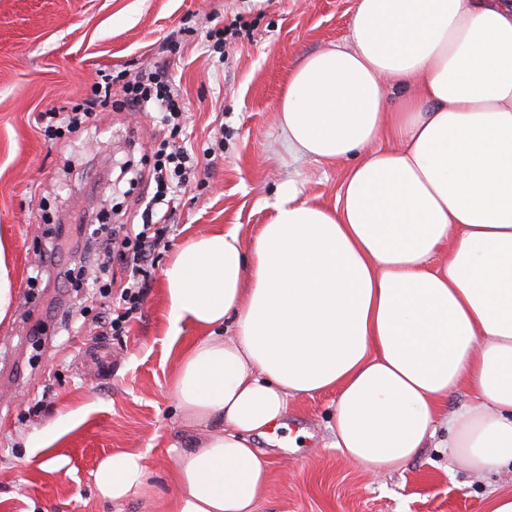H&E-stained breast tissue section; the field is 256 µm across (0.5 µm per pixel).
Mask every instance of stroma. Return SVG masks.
Here are the masks:
<instances>
[{"instance_id": "1", "label": "stroma", "mask_w": 512, "mask_h": 512, "mask_svg": "<svg viewBox=\"0 0 512 512\" xmlns=\"http://www.w3.org/2000/svg\"><path fill=\"white\" fill-rule=\"evenodd\" d=\"M355 0H0V237L12 245L18 298L0 323V512H113L93 473L105 455L148 453L158 498L181 445L172 396L175 356L166 335L163 271L191 238L237 225L252 246L281 194L333 204L345 165L289 154L279 103L308 55L345 43ZM241 16L225 44L214 32ZM164 66L182 106L179 123L121 103L124 82ZM112 97L79 132L60 134L41 113L70 110L102 75ZM181 146L203 167L167 204H152L147 173L158 149ZM173 210L168 248L146 276L143 305L125 335L108 340L111 373L88 374L94 317L111 297L69 287L56 269L29 284L58 225L138 224ZM335 392L299 398L291 430L301 448L266 444L269 488L257 512H486L512 474H472L447 450L426 446L403 470L373 477L331 446ZM53 444L60 465L43 470Z\"/></svg>"}]
</instances>
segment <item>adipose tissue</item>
Listing matches in <instances>:
<instances>
[{
    "label": "adipose tissue",
    "mask_w": 512,
    "mask_h": 512,
    "mask_svg": "<svg viewBox=\"0 0 512 512\" xmlns=\"http://www.w3.org/2000/svg\"><path fill=\"white\" fill-rule=\"evenodd\" d=\"M279 112L290 151L347 162L336 203L289 187L252 247L218 228L165 268L190 446L166 499L147 454L104 457L94 486L116 512H256L258 439L329 391L332 446L371 475L442 418L468 471L512 466V0H356L348 44L307 56Z\"/></svg>",
    "instance_id": "adipose-tissue-1"
}]
</instances>
